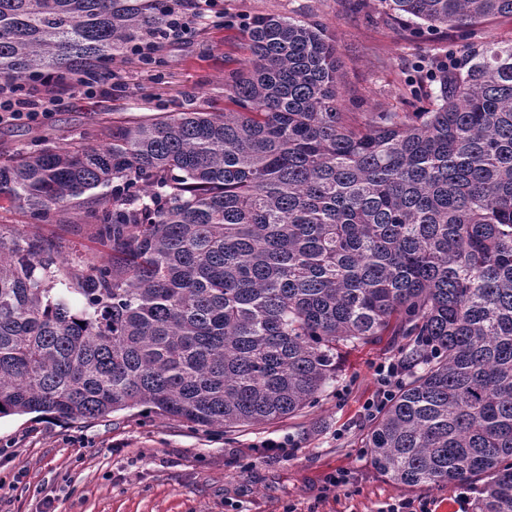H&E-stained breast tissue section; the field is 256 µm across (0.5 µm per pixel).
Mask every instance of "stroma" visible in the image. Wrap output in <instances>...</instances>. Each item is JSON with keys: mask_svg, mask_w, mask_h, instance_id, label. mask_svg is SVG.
Returning a JSON list of instances; mask_svg holds the SVG:
<instances>
[{"mask_svg": "<svg viewBox=\"0 0 512 512\" xmlns=\"http://www.w3.org/2000/svg\"><path fill=\"white\" fill-rule=\"evenodd\" d=\"M218 16L197 21L182 40L164 45L151 65L115 53L106 95L67 99L39 124L0 121V152L80 141L87 130L162 112L224 106V79L249 56L239 15L320 21L335 38L342 95L367 112L409 111L403 88L417 62L443 53L448 37L410 36L407 20L353 8L350 0H218ZM119 90H111V83ZM0 229L67 240L70 260L100 246L72 224H31L0 201ZM402 339L338 352V378L305 413L234 433L194 432L174 421L123 411L88 423L13 415L0 419V512H384L399 498L450 512L466 485L405 487L373 465L362 440L372 421L364 402L379 364L399 361ZM291 443V455L267 453L264 442ZM343 470L346 486L329 491Z\"/></svg>", "mask_w": 512, "mask_h": 512, "instance_id": "stroma-1", "label": "stroma"}]
</instances>
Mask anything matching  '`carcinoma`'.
Segmentation results:
<instances>
[{
  "mask_svg": "<svg viewBox=\"0 0 512 512\" xmlns=\"http://www.w3.org/2000/svg\"><path fill=\"white\" fill-rule=\"evenodd\" d=\"M178 0H0V78L93 77ZM457 39L421 112L341 111L318 22L256 19L232 108L0 154V201L83 217L107 256L0 232V418L144 408L195 431L292 418L336 350L406 340L363 440L398 485L512 512V0H355ZM484 35L489 41L509 42L512 40V18H490L482 24Z\"/></svg>",
  "mask_w": 512,
  "mask_h": 512,
  "instance_id": "1",
  "label": "carcinoma"
}]
</instances>
